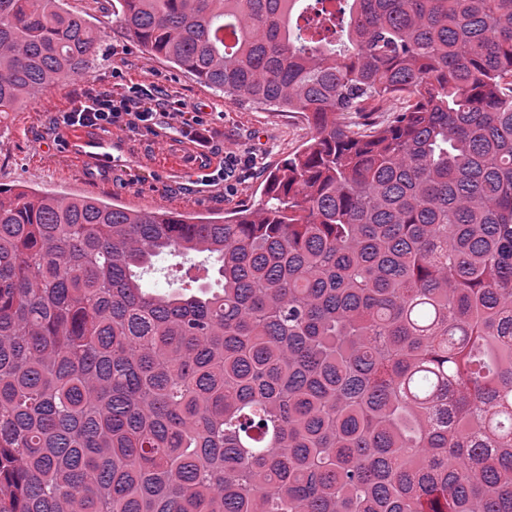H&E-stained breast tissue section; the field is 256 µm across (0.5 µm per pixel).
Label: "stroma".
<instances>
[{
  "label": "stroma",
  "instance_id": "1",
  "mask_svg": "<svg viewBox=\"0 0 512 512\" xmlns=\"http://www.w3.org/2000/svg\"><path fill=\"white\" fill-rule=\"evenodd\" d=\"M113 0H65L104 33L105 57L91 73L40 92L0 122V187L92 197L133 210L171 211L190 217H224L262 203V180L311 136L305 121L259 102L232 103L212 87L129 40L112 13ZM140 84L165 94L168 111L185 119L202 115L211 131L207 149L165 126L137 134L111 129L113 146L163 158L184 157V169L166 174L141 166H107L77 160L61 147L66 129L59 113L94 91ZM239 164L228 179L215 174L225 154Z\"/></svg>",
  "mask_w": 512,
  "mask_h": 512
}]
</instances>
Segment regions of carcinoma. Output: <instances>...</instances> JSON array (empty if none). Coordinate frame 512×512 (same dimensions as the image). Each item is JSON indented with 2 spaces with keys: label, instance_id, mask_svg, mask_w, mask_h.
Masks as SVG:
<instances>
[{
  "label": "carcinoma",
  "instance_id": "cac0c4a2",
  "mask_svg": "<svg viewBox=\"0 0 512 512\" xmlns=\"http://www.w3.org/2000/svg\"><path fill=\"white\" fill-rule=\"evenodd\" d=\"M118 2L312 135L224 218L0 191V512H512V0ZM102 41L0 0V119ZM181 262L180 258H172L165 255L158 257L156 266L165 268L167 275L166 278H150L147 281L148 288H167L168 284L172 285L173 288H176L183 283V280H186L187 282L188 279L184 276V272L188 265H183Z\"/></svg>",
  "mask_w": 512,
  "mask_h": 512
}]
</instances>
